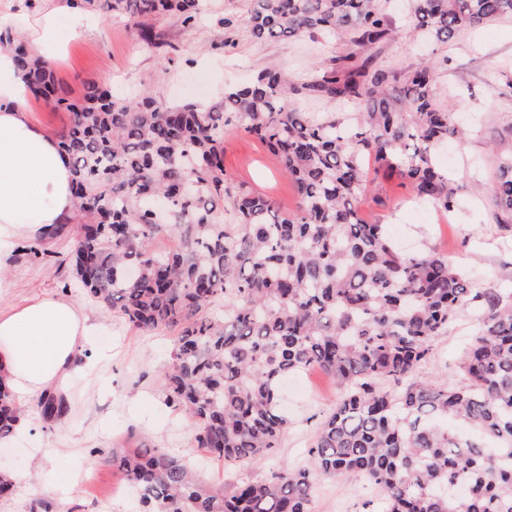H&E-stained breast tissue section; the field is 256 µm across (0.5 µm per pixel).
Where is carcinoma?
<instances>
[{
    "instance_id": "carcinoma-1",
    "label": "carcinoma",
    "mask_w": 512,
    "mask_h": 512,
    "mask_svg": "<svg viewBox=\"0 0 512 512\" xmlns=\"http://www.w3.org/2000/svg\"><path fill=\"white\" fill-rule=\"evenodd\" d=\"M137 20L140 40L167 57L157 24L194 23L202 0H70ZM255 41L338 36L349 50L311 78L274 68L221 100L118 99L96 85L71 98L45 61L9 29L0 49L31 77L33 95L69 112L61 136L81 204L66 262L87 295L134 327L178 331L162 371L166 405L192 423V444L228 471L260 463L288 430L280 380L317 368L341 392L308 462L261 479L199 480L162 448H95L145 512H313L322 477L357 474L383 512H512V296L478 288L433 250L407 253L359 201L382 172L416 200L451 211L459 186L436 149L465 140L436 92L450 58L409 70L378 63L395 34L390 0H250ZM415 29L445 47L469 28L512 18V0H406ZM323 99L357 112H308ZM241 129L278 158L299 202L280 211L224 172V131ZM496 223H512V157L481 188ZM174 237L166 250L155 240ZM480 312L456 378L419 377L433 340L464 307ZM389 382L385 389L381 383ZM53 420L64 398H41ZM21 418L0 379V439ZM466 494H458V488Z\"/></svg>"
}]
</instances>
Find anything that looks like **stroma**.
I'll return each instance as SVG.
<instances>
[{
  "label": "stroma",
  "mask_w": 512,
  "mask_h": 512,
  "mask_svg": "<svg viewBox=\"0 0 512 512\" xmlns=\"http://www.w3.org/2000/svg\"><path fill=\"white\" fill-rule=\"evenodd\" d=\"M248 8L249 0H203L195 25H185L175 15L165 17L160 26L176 47L168 60L140 43L132 19L122 15L108 17L103 35L69 40L65 56L48 50L44 57L73 98L82 97L86 86L95 83L118 98L147 90L161 102L182 104L217 101L227 84L249 80L265 67L313 73L346 49L338 37L255 41L241 25ZM390 15L398 36L383 47L382 60L398 69L418 66L430 56V48L418 42L402 7H392ZM227 18L232 27H224ZM448 56L451 64L440 79L442 99L473 128L465 143L448 144L454 156L449 170L462 186L453 211L436 213L434 221H427L411 185L384 175L372 183L361 208L369 223L388 225L393 241L402 247L447 256L476 287L512 291V224L495 223L489 200L474 198L469 191L474 180L493 181L501 159L512 155V98L493 89L501 72L512 67V19L461 34L449 44ZM224 170L281 209L295 207L294 183L257 138L227 132ZM46 246L52 252L48 258L16 250L0 258L8 282L0 288V307H21L44 297L71 299L90 321L100 324L92 342L110 348L112 356L98 363L89 378L62 389L70 405L66 414L50 422L35 415L30 433L0 444V469L24 477L10 497L0 499V512H29L39 499L69 500L70 512H138L135 495L112 496V488L120 483L116 469L90 458L92 449L111 447L131 433L149 446L196 460L203 480L222 482L223 464L202 457L191 443L189 423L164 403L159 375L173 347V332L137 330L88 299L70 270L57 262L71 249L69 232L48 238ZM475 328L474 311L461 310L447 333L434 339L419 376L453 380L463 344ZM291 378L296 386L283 390L281 401L290 421L288 432L269 457L248 469V476L305 464L321 421L339 397L336 385L319 370L295 372ZM380 502L379 491L366 479L344 475L319 480L314 510L368 512V504Z\"/></svg>",
  "instance_id": "stroma-1"
}]
</instances>
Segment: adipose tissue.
<instances>
[{"mask_svg": "<svg viewBox=\"0 0 512 512\" xmlns=\"http://www.w3.org/2000/svg\"><path fill=\"white\" fill-rule=\"evenodd\" d=\"M91 14L55 4L25 28L36 50L54 47L64 54L61 30L93 31ZM29 82L13 55L0 51V255L18 239L36 238L68 223L75 210L72 170L57 139L28 116ZM95 327L81 308L64 298L47 297L22 309H0V375L20 402L62 387L89 366L84 342Z\"/></svg>", "mask_w": 512, "mask_h": 512, "instance_id": "adipose-tissue-1", "label": "adipose tissue"}]
</instances>
